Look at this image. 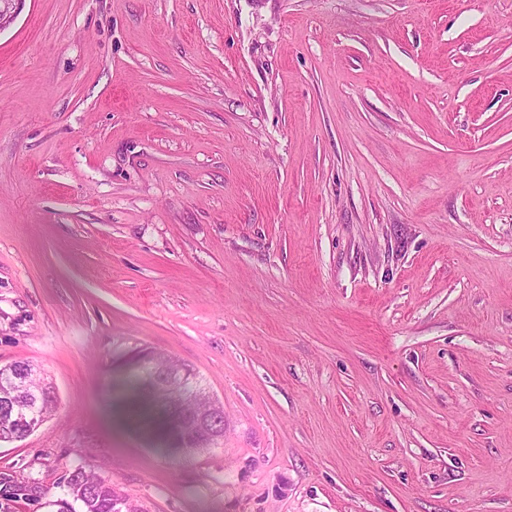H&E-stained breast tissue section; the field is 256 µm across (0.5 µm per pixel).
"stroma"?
<instances>
[{
  "label": "stroma",
  "mask_w": 512,
  "mask_h": 512,
  "mask_svg": "<svg viewBox=\"0 0 512 512\" xmlns=\"http://www.w3.org/2000/svg\"><path fill=\"white\" fill-rule=\"evenodd\" d=\"M150 348L224 407L123 423ZM149 512H512V0H25L0 31V365ZM26 376L28 391L34 396L33 413H36L44 422L56 408L57 398L54 387L53 390H50L48 386L50 382L38 372L32 371ZM223 416L222 408L213 403L206 416L181 411L168 417L161 446L171 455H190L214 447L220 438L213 433L212 428L217 423L224 437V420L219 421Z\"/></svg>",
  "instance_id": "1"
}]
</instances>
